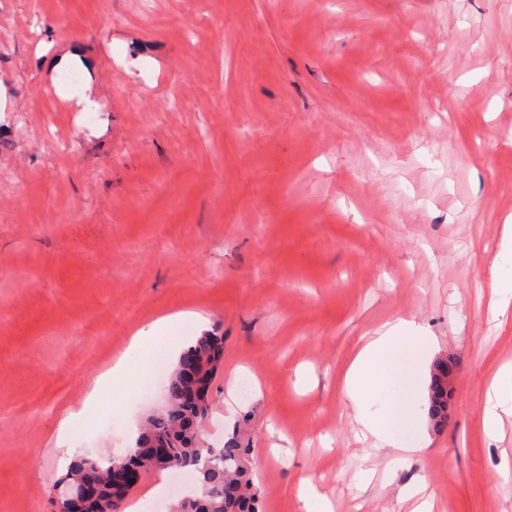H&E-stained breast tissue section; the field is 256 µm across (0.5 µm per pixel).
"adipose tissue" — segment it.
Masks as SVG:
<instances>
[{
    "label": "adipose tissue",
    "instance_id": "obj_1",
    "mask_svg": "<svg viewBox=\"0 0 512 512\" xmlns=\"http://www.w3.org/2000/svg\"><path fill=\"white\" fill-rule=\"evenodd\" d=\"M176 316H167L139 330L125 353L93 380L86 402L104 406L127 389L129 357L142 356L143 367L152 360L147 353L159 350L163 357L174 356L179 343L173 334ZM434 348V339L415 321L397 317L392 323L369 337L350 361L343 377L342 389L349 399L362 439L374 449H401L398 433L408 414L407 407L416 403L423 369ZM396 387L400 400L385 399L387 387ZM481 419L488 435H496L503 414L512 415V365L502 366L492 384Z\"/></svg>",
    "mask_w": 512,
    "mask_h": 512
}]
</instances>
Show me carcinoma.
<instances>
[{
	"label": "carcinoma",
	"mask_w": 512,
	"mask_h": 512,
	"mask_svg": "<svg viewBox=\"0 0 512 512\" xmlns=\"http://www.w3.org/2000/svg\"><path fill=\"white\" fill-rule=\"evenodd\" d=\"M224 356V337L203 333L180 355L168 374L163 408L142 425L138 444L125 458L142 471H162L152 450L159 442L171 448L169 468L188 469L197 475L196 489L166 512H260V492L253 482L251 448L237 432L222 445L201 437V423L211 414L209 390ZM428 417L434 430L448 427V391L430 384ZM112 459L79 455L64 476L69 483L81 481L94 489V498L49 503L53 512H124V494L112 490L109 468Z\"/></svg>",
	"instance_id": "obj_1"
}]
</instances>
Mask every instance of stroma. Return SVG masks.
<instances>
[{
    "mask_svg": "<svg viewBox=\"0 0 512 512\" xmlns=\"http://www.w3.org/2000/svg\"><path fill=\"white\" fill-rule=\"evenodd\" d=\"M511 215L512 0H0V512H47L64 413L177 312L224 337L203 437L246 427L263 512H301L306 475L394 512L409 473L357 439L341 380L398 315L457 365L447 429L422 404L403 435L438 512H512V417L481 425L512 363ZM130 369L84 416L96 457L163 404ZM239 369L259 385L232 399ZM512 216L502 228L501 251L503 256L510 255V267L506 264L494 265L491 269L493 279L492 304L498 309H506L512 299Z\"/></svg>",
    "mask_w": 512,
    "mask_h": 512,
    "instance_id": "stroma-1",
    "label": "stroma"
}]
</instances>
